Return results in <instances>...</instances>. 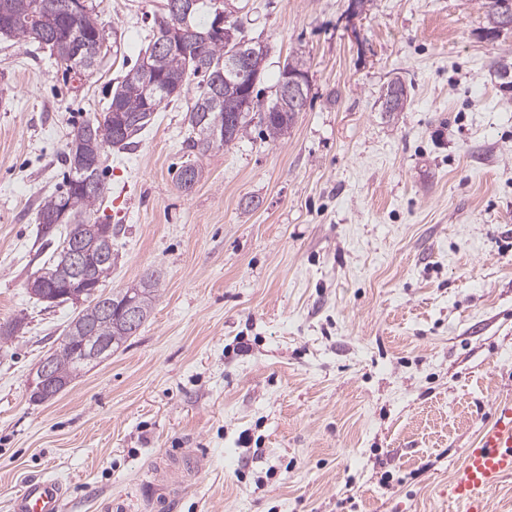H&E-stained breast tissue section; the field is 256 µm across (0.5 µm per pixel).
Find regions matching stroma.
<instances>
[{
	"label": "stroma",
	"instance_id": "35a3bbf8",
	"mask_svg": "<svg viewBox=\"0 0 512 512\" xmlns=\"http://www.w3.org/2000/svg\"><path fill=\"white\" fill-rule=\"evenodd\" d=\"M104 47L81 83L0 38V512L60 479L65 512H452L448 482L512 403V85L480 0H236L269 46L260 99L307 60L284 139L259 127L197 158L162 104L102 165L118 255L105 290L158 278L149 319L53 399L28 379L79 311L29 294L56 248L40 200L69 134L107 107L162 0H95ZM404 111H381L392 79ZM203 170L191 191L177 174ZM194 449L173 505L154 466Z\"/></svg>",
	"mask_w": 512,
	"mask_h": 512
}]
</instances>
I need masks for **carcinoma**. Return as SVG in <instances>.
<instances>
[{"instance_id": "1", "label": "carcinoma", "mask_w": 512, "mask_h": 512, "mask_svg": "<svg viewBox=\"0 0 512 512\" xmlns=\"http://www.w3.org/2000/svg\"><path fill=\"white\" fill-rule=\"evenodd\" d=\"M71 0H0V37L18 41L34 42L35 34L48 35L53 43L48 46L56 61L66 69L87 68L88 50L96 41L103 40L94 8L86 6L75 12L70 8ZM192 8L188 17H176L164 12L158 23L159 30L171 28L182 32V37L193 41L196 59L178 52L165 53L152 59L153 73L161 85L149 94L137 72L131 69L119 81L112 92L111 102L117 104V111L107 108L94 115L71 133L66 142L64 161L74 163L79 154L92 156L107 147L130 150L139 144L143 132L154 122L156 112L163 102L181 95L183 85L197 75L196 62H204L214 67L224 63V38L209 35L216 7L213 0H189ZM495 0H481V8L487 22L485 35L497 39L503 31L494 27L492 12ZM409 97L405 84L388 83L379 97L381 111L391 96ZM296 113L277 112L262 124L266 136L278 140L288 134L295 123ZM186 119L196 136L189 139L188 148L198 158L214 149L227 147L241 139L252 124L249 113L239 111V102L234 98L216 100L209 95V87L199 92L193 104L186 111ZM126 123L125 134L118 140L112 139V126ZM218 132L219 141L211 140L213 132ZM108 188L100 178V168L92 171L69 172L67 188L58 193L43 197L39 204L38 221L44 233L52 231L58 224L61 213H66L65 239L74 240L82 228L91 223V216L98 211L107 198ZM139 290L140 322H145L151 314L158 280L152 274L145 275L136 285ZM121 291L109 294L97 292L85 295L86 305L72 319L64 337V345L57 349L55 359L56 380H74L77 363L75 352L90 337L107 338L112 341V350H117L137 329L126 325L120 316L119 300Z\"/></svg>"}]
</instances>
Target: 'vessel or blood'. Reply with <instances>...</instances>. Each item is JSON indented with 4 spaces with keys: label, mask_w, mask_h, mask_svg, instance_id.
Wrapping results in <instances>:
<instances>
[{
    "label": "vessel or blood",
    "mask_w": 512,
    "mask_h": 512,
    "mask_svg": "<svg viewBox=\"0 0 512 512\" xmlns=\"http://www.w3.org/2000/svg\"><path fill=\"white\" fill-rule=\"evenodd\" d=\"M492 428L477 447L467 449L463 465L448 484V496L461 512H488L485 495L512 476V403L499 404ZM14 512H64L63 485L54 478L29 480Z\"/></svg>",
    "instance_id": "obj_1"
}]
</instances>
